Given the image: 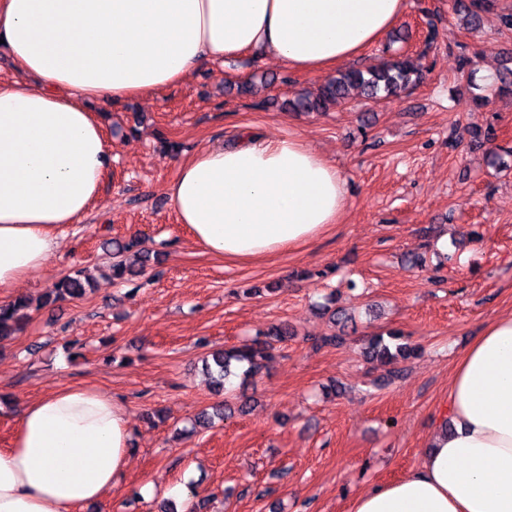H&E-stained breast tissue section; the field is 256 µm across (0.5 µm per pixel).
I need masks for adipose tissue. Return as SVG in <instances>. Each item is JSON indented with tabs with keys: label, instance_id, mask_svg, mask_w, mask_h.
<instances>
[{
	"label": "adipose tissue",
	"instance_id": "adipose-tissue-1",
	"mask_svg": "<svg viewBox=\"0 0 512 512\" xmlns=\"http://www.w3.org/2000/svg\"><path fill=\"white\" fill-rule=\"evenodd\" d=\"M404 0H0V51L28 84H0V293L40 272L57 230L99 198L112 152L95 109L160 94L202 64L252 52L323 73L359 57ZM165 195L224 259L294 251L337 223L341 171L299 136L239 135L184 161ZM449 430L353 512H512V314L489 322L448 381ZM122 403L85 385L22 401L0 450V512H77L123 476Z\"/></svg>",
	"mask_w": 512,
	"mask_h": 512
}]
</instances>
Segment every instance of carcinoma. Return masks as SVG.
Returning a JSON list of instances; mask_svg holds the SVG:
<instances>
[{"mask_svg":"<svg viewBox=\"0 0 512 512\" xmlns=\"http://www.w3.org/2000/svg\"><path fill=\"white\" fill-rule=\"evenodd\" d=\"M491 7L492 0H469V3L460 5L458 12L463 14L464 28L476 29L480 24L481 14ZM419 58L418 54L406 53L384 58L366 69L341 71L322 87L318 97L303 96L288 102V107L301 112H324L330 106L344 102L349 91L355 88L372 99L399 96L422 81V69L417 63ZM104 245L112 249L110 269L112 279L118 283L132 280L151 260L138 238H111L106 240ZM90 288L89 274L79 269L56 281L47 297L54 302L79 299L84 297ZM31 306L32 301L23 297L0 306V341L21 330L29 319L28 311ZM290 335L292 331L288 324H276L268 328L262 340L256 339L250 344L214 352L211 358L215 374V391L223 392L231 377L240 376L246 380L259 373L264 367V362L272 358L274 344L286 340ZM364 354L370 360L390 365L391 373L396 375L400 372L398 364L414 356L415 349L401 342L399 334L391 333L387 339L381 335L372 337L365 347Z\"/></svg>","mask_w":512,"mask_h":512,"instance_id":"carcinoma-1","label":"carcinoma"}]
</instances>
